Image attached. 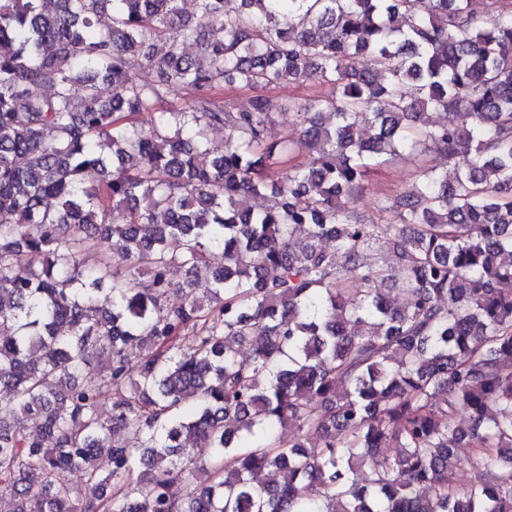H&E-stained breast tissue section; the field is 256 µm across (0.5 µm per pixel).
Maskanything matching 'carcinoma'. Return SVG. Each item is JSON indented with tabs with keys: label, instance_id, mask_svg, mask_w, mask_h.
Wrapping results in <instances>:
<instances>
[{
	"label": "carcinoma",
	"instance_id": "1",
	"mask_svg": "<svg viewBox=\"0 0 512 512\" xmlns=\"http://www.w3.org/2000/svg\"><path fill=\"white\" fill-rule=\"evenodd\" d=\"M196 2L204 26L181 0H0V495L512 512V0ZM283 83L330 92L288 101L301 138L268 143ZM233 85L247 108L215 97ZM427 151L447 164L381 203L393 220L357 210L369 171ZM382 241L394 262H359Z\"/></svg>",
	"mask_w": 512,
	"mask_h": 512
}]
</instances>
